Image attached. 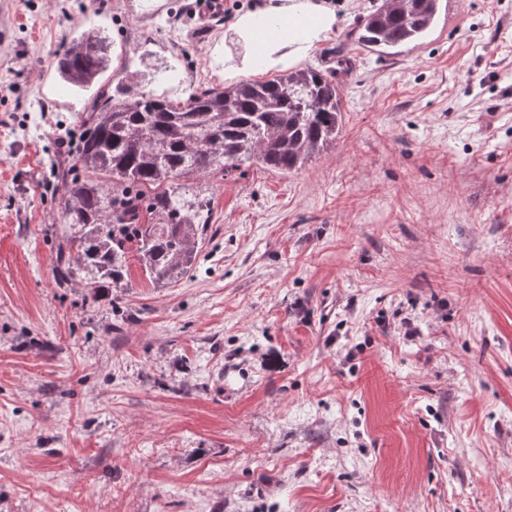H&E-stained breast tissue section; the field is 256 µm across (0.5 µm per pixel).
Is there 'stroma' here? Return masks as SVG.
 <instances>
[{
  "label": "stroma",
  "instance_id": "1",
  "mask_svg": "<svg viewBox=\"0 0 512 512\" xmlns=\"http://www.w3.org/2000/svg\"><path fill=\"white\" fill-rule=\"evenodd\" d=\"M191 2L0 0V512H512V0H442L388 56L356 44L376 0H327L299 65L352 51L335 144L186 178L175 283L60 282L66 39L182 100L252 0Z\"/></svg>",
  "mask_w": 512,
  "mask_h": 512
}]
</instances>
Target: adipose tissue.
Segmentation results:
<instances>
[{
	"label": "adipose tissue",
	"instance_id": "1",
	"mask_svg": "<svg viewBox=\"0 0 512 512\" xmlns=\"http://www.w3.org/2000/svg\"><path fill=\"white\" fill-rule=\"evenodd\" d=\"M288 17L302 27L301 35H285L256 42L254 27L259 18ZM336 13L323 0H260L252 9L239 14L230 28L232 39L242 44L241 57L224 55V74L234 77L281 70L306 56L314 42L332 29Z\"/></svg>",
	"mask_w": 512,
	"mask_h": 512
}]
</instances>
